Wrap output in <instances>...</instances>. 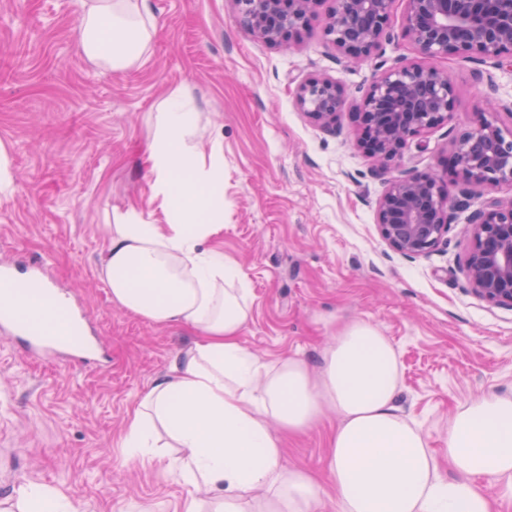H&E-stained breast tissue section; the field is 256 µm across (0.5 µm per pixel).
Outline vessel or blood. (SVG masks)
I'll return each instance as SVG.
<instances>
[{
    "instance_id": "b4317fda",
    "label": "vessel or blood",
    "mask_w": 512,
    "mask_h": 512,
    "mask_svg": "<svg viewBox=\"0 0 512 512\" xmlns=\"http://www.w3.org/2000/svg\"><path fill=\"white\" fill-rule=\"evenodd\" d=\"M0 329L22 339L29 349L66 358H80L92 350L73 307L64 305L58 291L32 292L9 267L0 268Z\"/></svg>"
}]
</instances>
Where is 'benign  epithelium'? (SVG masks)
I'll use <instances>...</instances> for the list:
<instances>
[{
  "instance_id": "benign-epithelium-1",
  "label": "benign epithelium",
  "mask_w": 512,
  "mask_h": 512,
  "mask_svg": "<svg viewBox=\"0 0 512 512\" xmlns=\"http://www.w3.org/2000/svg\"><path fill=\"white\" fill-rule=\"evenodd\" d=\"M315 0H237L247 30L269 43L287 42L308 25ZM394 0H336L326 36L350 59L360 61L389 38ZM404 33L424 55L462 56L497 66L512 64V0H405ZM296 103L328 132L344 105L333 81L299 84ZM456 107V92L437 70L420 64L390 68L376 76L352 112L362 144L381 161L400 155L407 143L443 125ZM492 99L471 128L453 140L447 167L457 177L452 192L435 172H408L388 183L377 201L382 240L410 258L432 253L448 235L452 211L470 210V187L512 184V130L504 131ZM472 244L465 272L472 291L494 306L512 307V201H487L467 217Z\"/></svg>"
}]
</instances>
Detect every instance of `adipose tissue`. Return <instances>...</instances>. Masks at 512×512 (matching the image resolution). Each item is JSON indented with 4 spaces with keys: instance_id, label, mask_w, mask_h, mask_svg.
<instances>
[{
    "instance_id": "adipose-tissue-1",
    "label": "adipose tissue",
    "mask_w": 512,
    "mask_h": 512,
    "mask_svg": "<svg viewBox=\"0 0 512 512\" xmlns=\"http://www.w3.org/2000/svg\"><path fill=\"white\" fill-rule=\"evenodd\" d=\"M82 2L85 56L113 69L139 63L156 34L147 0ZM197 134L189 98L172 91L149 144L165 221L115 216L104 258L114 303L199 333L129 412L128 457L153 463L161 429L182 450L169 471L211 493L213 512H318L322 488L309 472L284 466L279 433L306 431L331 409L339 420L327 444L338 512H493L494 498L512 500V393L457 408L447 477L420 423L395 405L399 354L377 325H343L313 369L242 346L250 291L236 263L209 245L222 229L213 220L224 211L220 147L203 155Z\"/></svg>"
}]
</instances>
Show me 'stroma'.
<instances>
[{
  "label": "stroma",
  "instance_id": "stroma-1",
  "mask_svg": "<svg viewBox=\"0 0 512 512\" xmlns=\"http://www.w3.org/2000/svg\"><path fill=\"white\" fill-rule=\"evenodd\" d=\"M157 32L135 66L109 69L83 53L80 0H0V147L13 189L0 193V262L40 272L87 316L101 355L51 362L0 333V501L49 487L80 512H183L195 490L165 466L122 448L127 413L194 343V330L145 321L112 300L102 258L117 212L163 223L152 193L150 117L183 89L203 143L224 156V227L211 239L239 265L250 290L242 342L268 361L317 364L338 328L376 324L402 368L398 408L420 421L445 454L448 421L472 397L512 392V308L493 306L463 274L470 246L463 217L429 256L383 242L376 203L408 171L443 170L456 133L490 97L512 103V66L457 56L425 59L403 34L395 0L391 38L360 64L328 40L333 0H317L290 44L252 36L237 0H148ZM429 63L454 86L451 120L410 140L377 169L349 114L374 76ZM483 82H476V73ZM327 78L344 92L337 133L296 105L298 85ZM334 412L286 439L284 464L328 482Z\"/></svg>",
  "mask_w": 512,
  "mask_h": 512
}]
</instances>
